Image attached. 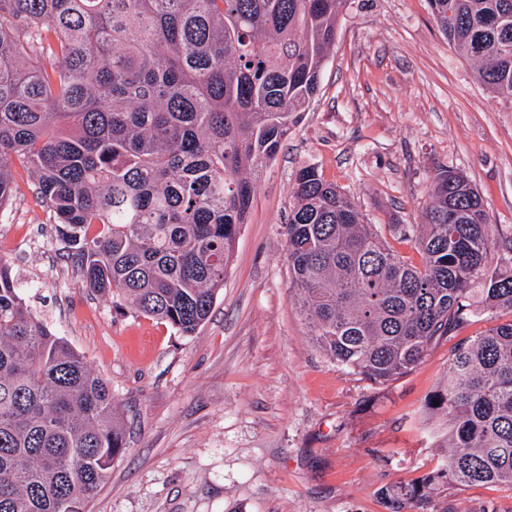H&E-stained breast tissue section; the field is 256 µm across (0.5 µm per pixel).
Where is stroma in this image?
Listing matches in <instances>:
<instances>
[{"mask_svg": "<svg viewBox=\"0 0 512 512\" xmlns=\"http://www.w3.org/2000/svg\"><path fill=\"white\" fill-rule=\"evenodd\" d=\"M317 166L391 237L419 224L437 173L475 186L512 233V103L479 82L426 0H349L319 92L257 181L213 309L196 333L82 288L29 177L0 208V259L33 310L112 389L125 447L88 512H392L386 488L445 464L426 402L462 340L376 385L312 345L289 290L283 224ZM422 512H512V487L444 483Z\"/></svg>", "mask_w": 512, "mask_h": 512, "instance_id": "35a3bbf8", "label": "stroma"}]
</instances>
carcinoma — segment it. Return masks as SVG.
<instances>
[{
	"instance_id": "1",
	"label": "carcinoma",
	"mask_w": 512,
	"mask_h": 512,
	"mask_svg": "<svg viewBox=\"0 0 512 512\" xmlns=\"http://www.w3.org/2000/svg\"><path fill=\"white\" fill-rule=\"evenodd\" d=\"M482 84L512 102V0H427ZM348 0H0V206L13 163L36 181L82 286L192 334L235 239L319 90ZM284 224L312 344L376 384L412 371L476 315H512V237L463 176L439 172L418 266L313 165ZM427 408L446 465L386 490L393 512L437 483L512 486V319L455 347ZM124 449L112 391L31 310L0 260V512H86Z\"/></svg>"
}]
</instances>
